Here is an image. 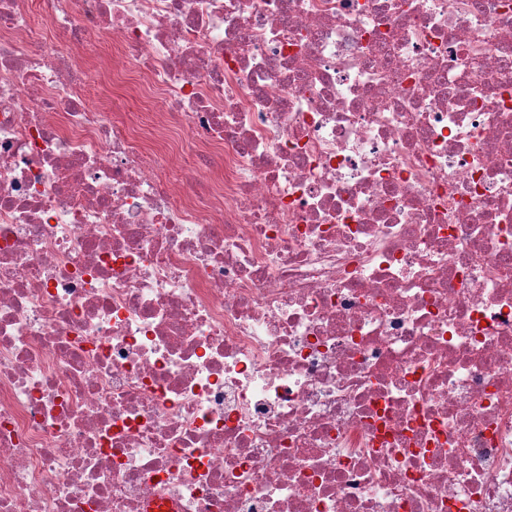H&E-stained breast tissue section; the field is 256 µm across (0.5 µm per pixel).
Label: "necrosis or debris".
<instances>
[{
	"instance_id": "4bbe7bcc",
	"label": "necrosis or debris",
	"mask_w": 512,
	"mask_h": 512,
	"mask_svg": "<svg viewBox=\"0 0 512 512\" xmlns=\"http://www.w3.org/2000/svg\"><path fill=\"white\" fill-rule=\"evenodd\" d=\"M0 512H512V5L0 0Z\"/></svg>"
}]
</instances>
